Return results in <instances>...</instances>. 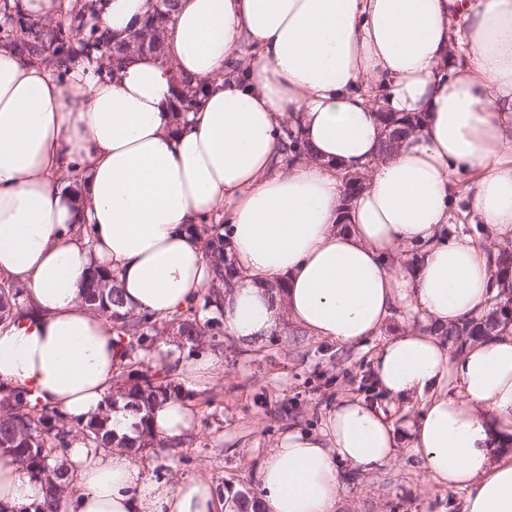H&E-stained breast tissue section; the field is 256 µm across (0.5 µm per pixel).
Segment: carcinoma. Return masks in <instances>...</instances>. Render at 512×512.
Returning a JSON list of instances; mask_svg holds the SVG:
<instances>
[{
	"mask_svg": "<svg viewBox=\"0 0 512 512\" xmlns=\"http://www.w3.org/2000/svg\"><path fill=\"white\" fill-rule=\"evenodd\" d=\"M100 0H82L81 7L66 15L65 19L41 23L20 11L3 7L5 36L9 44L20 45L33 51L50 53L59 65L80 59L107 75L118 68L127 56L138 51L129 37L113 36L94 23L98 17ZM175 4L164 2L161 11L146 17L137 29V38L149 40L148 50L164 55L162 40L165 23ZM192 84L188 78H175L173 111L189 112L204 93L200 84L191 93L182 86ZM384 140L381 152L387 155L421 122L416 115L398 116L392 112L381 113ZM283 151L289 159L304 157L307 144L294 130L287 131ZM206 246L213 258L214 284L203 297L200 307L189 306L169 319H159L146 313H132L123 309V302L114 285V277L104 267L91 274L87 301L102 312L111 324L112 340L120 350V371L116 376L112 394L105 408L85 422L73 424L61 412L38 401H31L28 394L15 387L0 384V458H7L24 467L30 474L44 482L48 492L47 512H60L65 493L72 491L73 474L60 468L61 458L67 454L74 437L78 436L87 448H133L137 453L153 452L162 448H178L182 442H166L153 431V409L169 399L183 400L187 393L176 383L171 368L164 362L145 363L143 354L151 349L149 339L169 325L176 327L190 349L200 351L223 332L224 313L221 308V288L224 285V241L215 234H208ZM500 292L486 301V312L479 317L466 319L445 330L448 341L460 350L471 338L497 334L512 326V249L503 248L489 253ZM27 291L24 285L8 280L0 281V322L28 313ZM137 416L133 425L136 437H118L105 424L117 403Z\"/></svg>",
	"mask_w": 512,
	"mask_h": 512,
	"instance_id": "obj_1",
	"label": "carcinoma"
}]
</instances>
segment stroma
<instances>
[{"label": "stroma", "instance_id": "stroma-1", "mask_svg": "<svg viewBox=\"0 0 512 512\" xmlns=\"http://www.w3.org/2000/svg\"><path fill=\"white\" fill-rule=\"evenodd\" d=\"M374 348L371 342L329 345L288 325L250 347L221 336L217 347L203 352L212 368L194 390V433L175 451L139 458V467L173 483L201 476L220 491H255L261 460L283 432L318 427L339 397L368 393ZM400 446L393 466L348 471L339 512H460L463 492L425 483L408 440Z\"/></svg>", "mask_w": 512, "mask_h": 512}]
</instances>
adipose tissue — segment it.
<instances>
[{"mask_svg": "<svg viewBox=\"0 0 512 512\" xmlns=\"http://www.w3.org/2000/svg\"><path fill=\"white\" fill-rule=\"evenodd\" d=\"M147 0H104L101 27L129 33ZM166 59L133 54L111 78L0 47V277L30 311L0 325V383L73 422L105 406L120 357L86 300L93 266L127 310L165 318L214 277L200 224L235 266L222 292L239 345L291 324L338 345L378 339L373 401L349 395L317 431L288 429L257 474V512H336L343 469L394 464L399 437L424 474L464 493L461 512H512V332L452 354L436 333L479 316L487 248L446 229L468 172L471 218L512 236V0H180ZM206 85L174 117V77ZM422 115L381 157L380 111ZM311 155L291 161L287 129ZM364 171L344 199L337 168ZM418 249L414 265L397 253ZM402 331L386 335L393 317ZM168 440L191 407L155 408ZM65 512H237L234 494L189 477H144L132 451L68 450ZM45 487L0 460V512Z\"/></svg>", "mask_w": 512, "mask_h": 512, "instance_id": "ef3b65f1", "label": "adipose tissue"}]
</instances>
